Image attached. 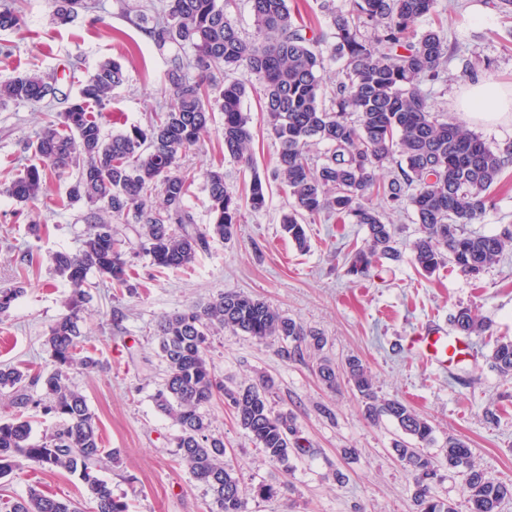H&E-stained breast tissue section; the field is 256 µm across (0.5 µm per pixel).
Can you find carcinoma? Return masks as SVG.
<instances>
[{
	"label": "carcinoma",
	"instance_id": "1",
	"mask_svg": "<svg viewBox=\"0 0 512 512\" xmlns=\"http://www.w3.org/2000/svg\"><path fill=\"white\" fill-rule=\"evenodd\" d=\"M14 2L0 0V32L23 24ZM117 2L159 52H179L160 88L162 105L146 126L107 136L90 113L92 108L107 111L112 91L125 80L122 65L114 60L100 63L80 83L79 96L72 101L64 97L66 106L59 111L48 102L56 94L50 76L31 70L0 79V110L26 105L43 114V124L23 147L31 163L5 192L32 207L47 196L51 183L68 177L62 205L83 202L91 208L81 248L53 256L54 270L68 281L72 294L45 339L51 368L31 373L0 365V391H8L14 408L12 418L0 421V478L25 462L64 470L83 483L94 512H129L128 504L99 476L120 451L102 446L97 419L86 397L69 385V374L76 365L86 370L102 366L89 351L76 358L88 336L81 315L89 298L88 274L93 271L118 287L132 288L131 264L117 247L119 225L139 226L141 249L157 268H188L211 242L232 241L242 208L262 210L270 182L278 181L288 196L281 228L299 249L308 247L306 220L326 212L345 214L365 228L366 245L349 260L347 273L352 275L366 274L381 258L399 257L392 225L385 221L386 207L414 212L420 236L412 244V259L425 275L448 263L476 280L512 245L508 225L494 235L465 231L466 225L481 221L491 188L512 168V145L493 149L433 108L424 86L441 78L451 53L436 10L438 0H346L339 8L327 4L333 26L329 41L307 34L308 26L294 20L288 0H249L254 27L250 38L241 35L231 18L236 0H164L157 11L132 0ZM50 4L60 24L81 11L98 9L96 0ZM423 17L434 21L418 30L415 22ZM329 60L343 62V68L327 104ZM230 71L262 81L260 112L279 152L271 175L252 174L243 196L228 191L222 168L205 169L201 177L211 223L198 224L185 204L195 175L182 171L179 160L200 147L215 113L222 115L217 139L224 154L253 169L251 117L243 108L247 83L226 78ZM319 144L326 150L317 161L311 150ZM386 168L391 175L383 181L379 174ZM23 292L20 286L0 288V318ZM450 321L462 335L486 331L484 320L468 308L459 309ZM224 328L259 343L280 337L296 349L320 351L325 341L266 301L237 291L222 292L158 322L167 375L153 401L178 427L176 461L209 489L210 512H245L240 479L224 461V437L212 433L205 412L214 395L224 397L265 461L286 467L305 445L294 415L276 413L270 405L273 380L228 386L217 379L210 340ZM491 359L502 375H512V341L498 343ZM317 373L328 388L344 378L358 393L367 420L376 423L386 417L410 437L395 441L394 450L413 475L420 512H455L428 483L438 468L422 449L434 432L428 420L397 398L378 396L368 369L356 358L340 368L322 358ZM37 386L43 391L38 397L32 393ZM38 411L57 415L62 425L35 442L28 415ZM445 461L464 475L470 512H499L512 498V485L481 470L465 441L448 438ZM10 512L81 508L72 500L31 489Z\"/></svg>",
	"mask_w": 512,
	"mask_h": 512
}]
</instances>
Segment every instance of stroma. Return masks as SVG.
I'll use <instances>...</instances> for the list:
<instances>
[{"label": "stroma", "instance_id": "stroma-1", "mask_svg": "<svg viewBox=\"0 0 512 512\" xmlns=\"http://www.w3.org/2000/svg\"><path fill=\"white\" fill-rule=\"evenodd\" d=\"M460 3V10L452 12L448 0H438L448 43L456 51L445 65L444 81L431 86V99L450 121L463 124L490 147L512 144V120L478 123L460 108L471 85L461 75L466 57L483 63L479 81L512 92V37L497 0ZM18 4L25 24L19 31L0 33V43L12 48L10 55L0 54V77L28 69L54 73L59 88L73 97L101 62L114 59L123 65L126 81L112 94L105 134L147 123L172 56L157 51L120 13L116 0H99L97 14H79L66 25L54 21L49 0ZM41 124V113L27 106L0 111V169L19 164L24 142ZM277 150L274 139L256 129L255 168L248 171L224 156L211 135L183 156L180 166L199 176L210 165H222L225 186L241 195L252 173H270ZM64 193V183H53L48 198L33 211L0 193V288L20 280L28 284L0 319V364L36 370L49 363L44 340L71 293L55 272L52 256L78 251L89 228L84 203L54 206V197ZM491 198L492 207L474 232L491 235L512 225V173L493 188ZM287 205V196L272 187L263 210H242L231 242H212L189 269L162 274L141 250L136 232L121 231L134 288L119 290L106 282L92 289L83 316L105 368H76L69 380L95 414L103 446L121 451L119 464L101 472L113 494L126 499L130 512H209V490L177 465L176 427L153 402L167 371L156 330L161 316L230 289L266 300L327 341L323 352L308 349L286 358L279 339L260 344L229 329L211 339L216 376L230 386L263 375L272 378L273 410L295 415L307 445L306 453L291 457L288 465L265 462L223 401H211L206 408L211 430L223 436L227 460L243 489L261 483L285 488L271 500L248 498L246 512H419L414 479L393 450L402 431L387 418L375 424L365 420L347 382L326 388L316 374L322 355L338 366L359 359L379 396L403 400L425 417L434 428L428 454L441 459L449 437L463 439L481 469L512 484V377L500 374L491 361L497 342L512 340V246L479 279H467L448 265L427 276L412 260L411 244L420 234L413 213L389 209L385 216L401 257L381 260L368 275L356 276L347 272L348 258L363 245L365 229L347 216L332 215L308 225L309 247L302 251L281 229ZM33 219L42 225L36 236L28 230ZM462 307L489 325L483 335L470 336L473 356L442 369L407 350V337L426 324L451 331L450 317ZM115 308L124 314L117 324L111 320ZM33 487L60 499H86L78 477L28 463L0 479V512Z\"/></svg>", "mask_w": 512, "mask_h": 512}]
</instances>
